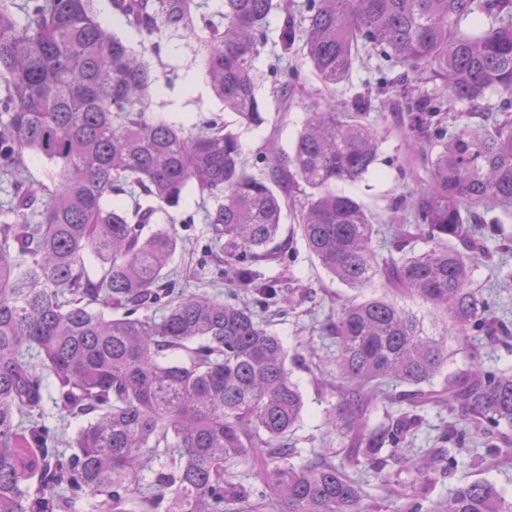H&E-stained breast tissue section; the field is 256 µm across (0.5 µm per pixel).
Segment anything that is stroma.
I'll return each mask as SVG.
<instances>
[{
	"label": "stroma",
	"instance_id": "obj_1",
	"mask_svg": "<svg viewBox=\"0 0 512 512\" xmlns=\"http://www.w3.org/2000/svg\"><path fill=\"white\" fill-rule=\"evenodd\" d=\"M192 39L174 36L165 39L159 54L147 56L155 78L152 108L156 117L188 127L219 112L223 104L215 96L206 76L201 56L192 50ZM292 64L301 72V88L290 98L287 106L269 113L267 123L243 131L242 153L253 172L267 166L271 144L289 148L308 112L328 95H335L339 106H351L356 95H370L381 103L382 79L397 76L379 56H366L358 61L349 83L328 92L311 73L310 66L300 57ZM367 119L378 130L381 139L377 169L378 177L360 183H342L338 189L360 199L372 211L384 214L397 198L416 187L419 175L403 171V146L396 129L403 122L401 114L383 106L381 112H369ZM195 190H188L176 211L177 222L172 229L182 248L176 254L171 269L179 286L187 292L206 294L228 300L229 287L218 280L215 269L216 250L211 231L206 224ZM277 261L258 266L261 280L274 281L285 287L293 302L283 314L263 313L262 319L279 336L288 352V368L298 384L305 402L303 419L295 433L300 453L293 457L294 465L322 454L332 462H339L341 440L328 432L323 424L326 411L339 398L340 381L332 360L336 350L335 339L326 326L352 300L371 296V289L355 291L331 279L309 253L294 222L292 212H285L281 232L275 242ZM493 258L475 269L473 285L490 288L496 302V315L512 330V221L504 224L502 235L489 239ZM447 408L431 406L422 413L420 425L408 438L404 450L407 459L414 460L434 445L435 438L453 422ZM457 469L438 475L428 484L423 495L425 507L446 499L460 480L489 481L512 493V450L488 453L482 442L466 444L456 451ZM375 512H397L402 503L394 488L408 485L413 475L383 476L369 468L354 471Z\"/></svg>",
	"mask_w": 512,
	"mask_h": 512
}]
</instances>
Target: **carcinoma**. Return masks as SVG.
<instances>
[{"label": "carcinoma", "instance_id": "1", "mask_svg": "<svg viewBox=\"0 0 512 512\" xmlns=\"http://www.w3.org/2000/svg\"><path fill=\"white\" fill-rule=\"evenodd\" d=\"M111 3L142 53L98 22L93 0H0V512H76L87 496L97 512H224L247 497L276 512H370L346 468L403 463L418 423L408 412L391 426L373 422L382 398L446 405L457 420L444 442L478 435L492 452L511 448L512 370L486 365L482 344L468 345L447 397L428 385L456 354L448 337L509 338L471 276L489 256L485 214L512 220V102L495 115L487 105L512 93V0H306L299 13L289 0H224L215 16L202 0ZM275 12L281 55H301L326 88L348 81L363 54L401 68L391 103L405 114L408 156L427 174L402 215L380 222L335 188L375 171L366 96L347 110L324 101L260 175L224 120L188 131L154 116L143 55L188 33L224 111L243 127L264 124L256 63ZM281 75L280 105L298 80L291 66ZM28 153L52 164L49 183L31 180ZM190 187L224 254L221 277L254 289L258 306L288 303L275 284L255 283L254 269L275 258L288 208L328 275L392 294L350 303L331 325L342 389L326 425L343 439L340 464L288 463L304 401L257 312L179 291L170 278L179 242L160 215L172 221ZM380 233L394 236L399 256L376 252ZM89 251L100 261L94 278ZM403 298L421 300L443 330ZM77 417L87 421L67 455L58 422ZM433 462L458 465L440 450ZM431 463L407 468L427 483ZM229 464L253 485L227 480ZM398 512H512V496L464 481L426 511L413 494Z\"/></svg>", "mask_w": 512, "mask_h": 512}]
</instances>
